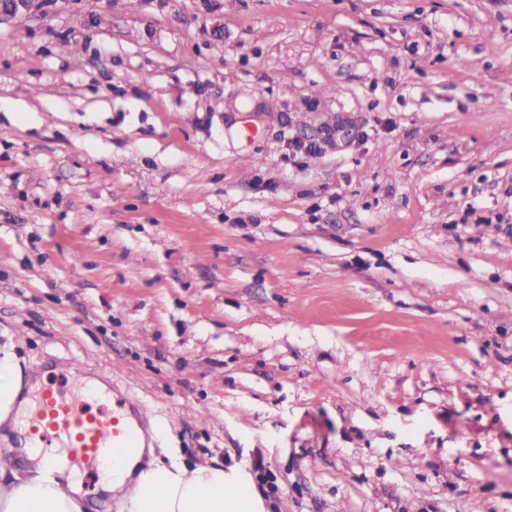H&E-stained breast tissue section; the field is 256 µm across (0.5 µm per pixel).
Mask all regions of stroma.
<instances>
[{"instance_id": "obj_1", "label": "stroma", "mask_w": 512, "mask_h": 512, "mask_svg": "<svg viewBox=\"0 0 512 512\" xmlns=\"http://www.w3.org/2000/svg\"><path fill=\"white\" fill-rule=\"evenodd\" d=\"M0 347L267 512H512V0L1 20Z\"/></svg>"}]
</instances>
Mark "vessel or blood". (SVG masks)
Returning <instances> with one entry per match:
<instances>
[{
  "label": "vessel or blood",
  "instance_id": "vessel-or-blood-1",
  "mask_svg": "<svg viewBox=\"0 0 512 512\" xmlns=\"http://www.w3.org/2000/svg\"><path fill=\"white\" fill-rule=\"evenodd\" d=\"M22 397L21 447L59 449L67 467L84 477L97 476L114 449L146 448L153 442L152 419L120 391H113L111 406L96 408L62 384L45 381L37 370Z\"/></svg>",
  "mask_w": 512,
  "mask_h": 512
}]
</instances>
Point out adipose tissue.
<instances>
[{"label":"adipose tissue","instance_id":"adipose-tissue-1","mask_svg":"<svg viewBox=\"0 0 512 512\" xmlns=\"http://www.w3.org/2000/svg\"><path fill=\"white\" fill-rule=\"evenodd\" d=\"M145 449L106 461L101 471L104 491L121 493L126 512H264L248 475L241 469L181 462L144 464ZM29 463L0 465V512H81V502L61 493L60 482L74 483L70 472L53 474L51 453L27 450Z\"/></svg>","mask_w":512,"mask_h":512}]
</instances>
